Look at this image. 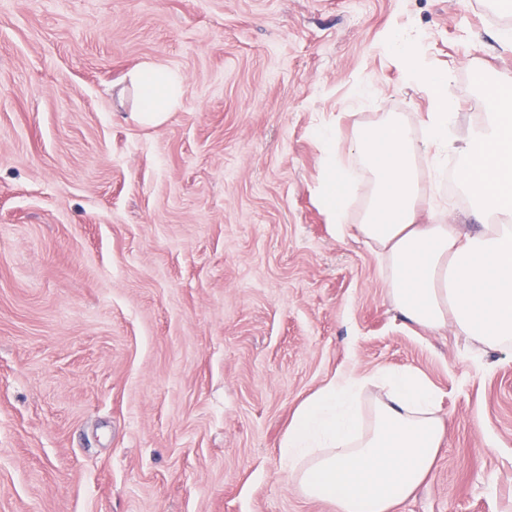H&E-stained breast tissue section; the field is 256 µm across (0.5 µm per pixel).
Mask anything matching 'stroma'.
I'll list each match as a JSON object with an SVG mask.
<instances>
[{"label":"stroma","mask_w":512,"mask_h":512,"mask_svg":"<svg viewBox=\"0 0 512 512\" xmlns=\"http://www.w3.org/2000/svg\"><path fill=\"white\" fill-rule=\"evenodd\" d=\"M498 0H0V512H334L279 443L335 373L410 368L447 434L398 512H512V353L407 322L376 245L337 236L318 130L512 78ZM184 78L159 127L131 71ZM436 223L477 231L436 179Z\"/></svg>","instance_id":"35a3bbf8"}]
</instances>
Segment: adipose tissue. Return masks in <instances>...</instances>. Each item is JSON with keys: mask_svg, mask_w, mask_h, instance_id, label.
Instances as JSON below:
<instances>
[{"mask_svg": "<svg viewBox=\"0 0 512 512\" xmlns=\"http://www.w3.org/2000/svg\"><path fill=\"white\" fill-rule=\"evenodd\" d=\"M410 79L431 109L422 135L384 112L355 141V160L373 178V193L356 230L379 247L387 295L410 323L457 335L485 349L512 351V107L497 106L487 121L455 140L452 78L425 72L409 38L394 35ZM138 122L158 126L179 105L183 77L153 64L132 71ZM327 164L322 205L338 234H346L350 189L337 166L336 133L321 130ZM431 154L436 174L449 158L457 182L482 218L478 231L418 221V152ZM440 394L412 369L337 372L296 409L280 441L289 479L336 512H397L430 472L445 436L437 416Z\"/></svg>", "mask_w": 512, "mask_h": 512, "instance_id": "adipose-tissue-1", "label": "adipose tissue"}]
</instances>
